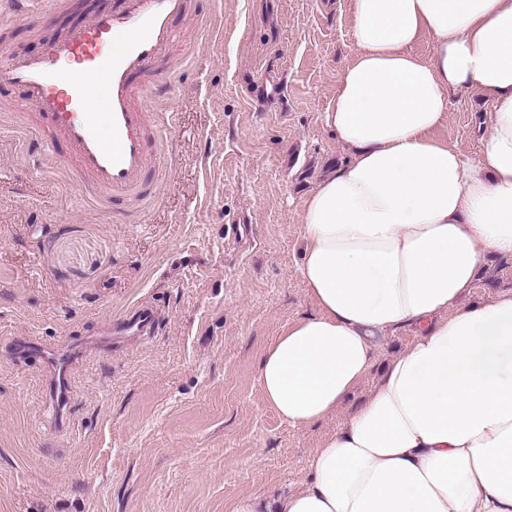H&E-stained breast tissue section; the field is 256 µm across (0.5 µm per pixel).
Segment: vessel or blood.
<instances>
[{"mask_svg": "<svg viewBox=\"0 0 512 512\" xmlns=\"http://www.w3.org/2000/svg\"><path fill=\"white\" fill-rule=\"evenodd\" d=\"M190 0H115L112 8L90 15L80 27L58 38L39 55L0 62V85L25 90L16 105L24 125L33 127L53 162L78 173L88 196L140 203L157 188L158 145L166 113L157 122L143 104L145 78L175 43L173 23L188 14ZM106 71V87L98 89L96 73ZM99 111H89L92 99ZM156 322L153 309L128 310L113 334L141 336ZM39 351L50 368L49 397L59 421H66L72 399L68 347L37 349L23 342L18 356Z\"/></svg>", "mask_w": 512, "mask_h": 512, "instance_id": "1", "label": "vessel or blood"}]
</instances>
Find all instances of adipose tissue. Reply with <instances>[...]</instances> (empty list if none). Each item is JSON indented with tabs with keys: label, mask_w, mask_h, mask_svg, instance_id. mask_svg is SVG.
Instances as JSON below:
<instances>
[{
	"label": "adipose tissue",
	"mask_w": 512,
	"mask_h": 512,
	"mask_svg": "<svg viewBox=\"0 0 512 512\" xmlns=\"http://www.w3.org/2000/svg\"><path fill=\"white\" fill-rule=\"evenodd\" d=\"M350 11L358 52L326 123L351 155L304 202L315 312L265 349L264 396L309 426L369 376L378 338L419 334L317 449L305 488L232 512H512V290L461 302L486 254L512 257V0ZM474 89L491 110L472 159L435 132Z\"/></svg>",
	"instance_id": "adipose-tissue-1"
}]
</instances>
